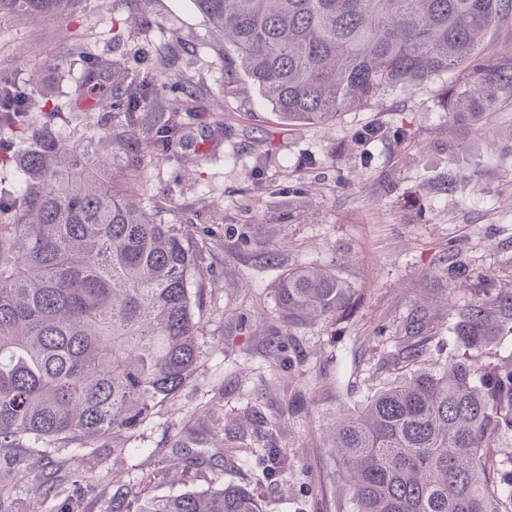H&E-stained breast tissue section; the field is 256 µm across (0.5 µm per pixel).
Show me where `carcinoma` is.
Wrapping results in <instances>:
<instances>
[{"mask_svg":"<svg viewBox=\"0 0 512 512\" xmlns=\"http://www.w3.org/2000/svg\"><path fill=\"white\" fill-rule=\"evenodd\" d=\"M79 0H0L9 15L65 17ZM224 37V70L258 86L278 123H324L448 71V112L477 123L512 104V50L484 52L512 22V0H193ZM33 84L0 68V464L21 466L48 496L54 481L23 465L29 439L89 448L134 432L196 371L207 243L162 219L135 183L52 131L71 112H109L163 147L179 132L153 119L206 114L179 80L128 61L93 58L64 97L33 122ZM347 286L326 269L285 271L275 290L290 328L335 316ZM512 323V291L474 289L456 336L480 350ZM512 431V364L450 359L376 392L342 415L332 448L354 512H512L488 449ZM139 512H263L244 486L226 484L152 500Z\"/></svg>","mask_w":512,"mask_h":512,"instance_id":"1","label":"carcinoma"}]
</instances>
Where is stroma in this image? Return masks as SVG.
Wrapping results in <instances>:
<instances>
[{"instance_id": "1", "label": "stroma", "mask_w": 512, "mask_h": 512, "mask_svg": "<svg viewBox=\"0 0 512 512\" xmlns=\"http://www.w3.org/2000/svg\"><path fill=\"white\" fill-rule=\"evenodd\" d=\"M77 24L88 56L139 59L145 71L181 79L212 115L204 124L162 100L160 117L180 133L155 151L144 132L101 112L109 134L90 141L111 155L118 180L128 150L138 151L144 200L165 202L167 223L207 240L200 354L192 379L128 437L126 452L108 440L77 450L36 444L60 494L39 498L18 473L10 512H110L120 487L136 512L228 483L250 489L264 512H353L329 451L337 415L414 368L468 355L454 328L477 276L512 290V106L478 125L453 120L448 72L288 130L245 76L225 87L224 44L191 0H81L71 21H0V68L34 75L37 98H61L84 72L75 57L55 67ZM369 125L383 136L367 145L357 133ZM298 267L333 270L349 289L346 311L293 329L279 321L274 288ZM413 319L426 350L411 365L400 337ZM252 406L265 427L248 416ZM189 455L202 465L182 468Z\"/></svg>"}]
</instances>
